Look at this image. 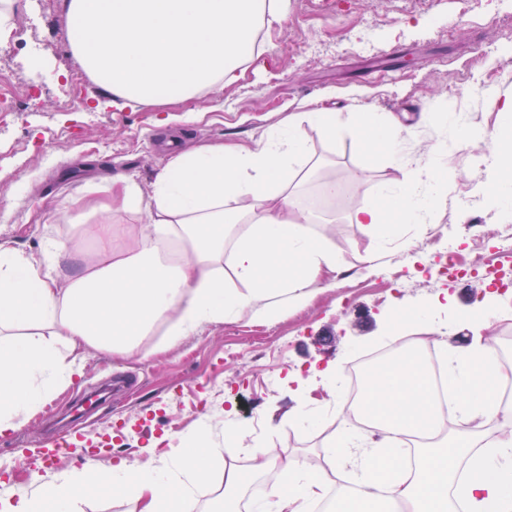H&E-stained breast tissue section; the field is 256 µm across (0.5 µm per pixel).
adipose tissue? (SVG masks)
<instances>
[{"label": "adipose tissue", "instance_id": "ef3b65f1", "mask_svg": "<svg viewBox=\"0 0 512 512\" xmlns=\"http://www.w3.org/2000/svg\"><path fill=\"white\" fill-rule=\"evenodd\" d=\"M66 7L71 48L118 112L187 102L236 84L257 56L259 26L288 15V0H68ZM500 112L509 128L489 135L449 110L448 135L437 149L478 150L484 178L473 196L499 220L511 221V95ZM305 120L330 143L351 136L366 151L382 150L402 174L397 185L360 200L351 223L390 238L399 224L427 223L447 203L454 171L407 159L395 146L391 118L367 108L343 121L332 112L294 113L252 147L179 150L168 156L147 196L131 178L113 179L107 197L91 203L102 221L89 231L105 235L120 214H144L125 250L101 248L65 276L60 259L67 240L47 238L36 254L0 244V433L16 430L70 385L89 351L126 356L153 335L166 350L247 309L264 320L304 306L312 284L335 279L341 262L334 248L309 235L317 216L289 189L308 154L299 133ZM493 353L479 338L448 346V391L464 429L421 449L414 470H405L401 449L342 429L332 457L358 491L342 496L337 512H371L392 501L410 512H512V434L487 441L469 429L501 411L481 373ZM424 371V362L414 359L370 375L368 403L381 431L441 430L421 384ZM211 436L208 428L183 436L175 456L151 444L139 460L62 472L19 491L7 512H78L80 490L97 484L127 498L130 512H177L211 469ZM252 456L249 472L224 463L225 512H237L253 473L273 465L282 479L257 512H310L323 491L320 474L262 442L254 443Z\"/></svg>", "mask_w": 512, "mask_h": 512}]
</instances>
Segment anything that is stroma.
I'll return each mask as SVG.
<instances>
[{
	"mask_svg": "<svg viewBox=\"0 0 512 512\" xmlns=\"http://www.w3.org/2000/svg\"><path fill=\"white\" fill-rule=\"evenodd\" d=\"M41 44L13 59L16 80L28 85L37 111L14 135L0 136V243L38 251L45 234L70 238L63 261L72 272L94 251L84 227L100 218L86 207L90 196L104 198L109 179L124 175L150 191L173 148L200 144L258 143L270 127L295 112L324 110L345 117L358 106L390 113L403 153L426 160L448 131L446 114L457 107L484 131L501 123L500 101L512 94V0H289L288 16L263 30L265 49L242 78L220 92L203 93L170 108L167 126L145 106L115 112L99 107L103 91L90 84L72 109H59L62 75L77 64L67 37L65 0H47L40 18ZM310 153L305 168L324 166L341 186L337 203L325 205L332 224H313L311 236L329 237L352 277L313 285L304 307L270 321L243 312L233 321L204 327L174 348L142 358H112L90 352L81 378L46 400L20 428L0 443V510L13 492L83 467L81 449H92L100 468L116 457L136 460L152 441L178 449L175 433L200 426L207 406L216 442L224 440V416L258 418L272 447L287 446L300 460L329 461L332 436L323 423L301 426L292 412L305 403L299 385L282 382L273 391L265 381L281 362L344 369L355 352L388 336L395 305L429 311L410 333H435L448 322L451 336L470 344L487 335L471 313L488 307V281L406 276L403 296L387 286L384 272L401 254L414 250L431 259L457 250L499 266L493 242L475 245L462 234L458 209L446 205L432 224H403L398 237L383 241L347 220L362 198L400 180L382 153H368L353 137L330 143L309 122L300 127ZM379 261H372L375 252ZM126 392L89 409L73 440L79 451L51 460L43 441L55 433L53 419L82 403L103 381Z\"/></svg>",
	"mask_w": 512,
	"mask_h": 512,
	"instance_id": "stroma-1",
	"label": "stroma"
}]
</instances>
